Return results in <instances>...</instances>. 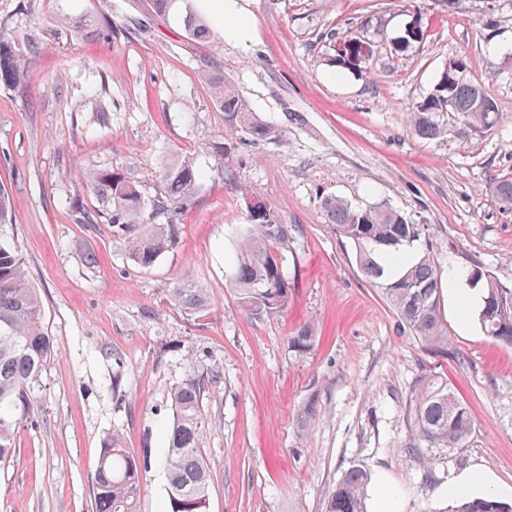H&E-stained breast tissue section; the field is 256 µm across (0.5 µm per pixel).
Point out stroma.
<instances>
[{"instance_id":"35a3bbf8","label":"stroma","mask_w":512,"mask_h":512,"mask_svg":"<svg viewBox=\"0 0 512 512\" xmlns=\"http://www.w3.org/2000/svg\"><path fill=\"white\" fill-rule=\"evenodd\" d=\"M249 40H191L152 0H0V27L25 35L17 13L51 26L56 10L111 15V42L59 39L29 64L22 88L0 89V185L6 231L38 289L54 355L33 416L0 466V512H92L106 439L144 456L139 512H171L162 450L170 391L189 366L216 370L204 401L208 512H325L351 468L385 479L401 512H448L445 488L471 468L512 505V346L441 313L448 349H429L362 274L356 251L322 202H380L424 225L442 279L472 267L512 287V207L493 191L512 179V0H238ZM417 30L402 52L397 38ZM369 43L360 68L336 66L341 40ZM463 57L496 101L487 133L416 136L413 102ZM222 73L275 140L226 136L203 69ZM223 144V155L214 145ZM195 157L205 176L175 222V247L143 269L105 219L88 170L123 171L145 195L165 161ZM269 204L292 238L282 253L290 300L253 319L228 281L248 222L242 189ZM192 281L211 305L187 315L172 288ZM315 327L307 353L291 346ZM447 380L473 418L465 445L417 443L408 416L420 379Z\"/></svg>"}]
</instances>
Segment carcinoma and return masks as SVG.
Instances as JSON below:
<instances>
[{"label":"carcinoma","mask_w":512,"mask_h":512,"mask_svg":"<svg viewBox=\"0 0 512 512\" xmlns=\"http://www.w3.org/2000/svg\"><path fill=\"white\" fill-rule=\"evenodd\" d=\"M163 14L174 13L193 40L210 41L215 32L197 13L193 0H153ZM56 30L70 39L95 36L112 40V17H73L60 13ZM31 28L22 41L0 33V88L22 83L29 60L46 48L37 34L41 23L31 17ZM361 55L353 38L341 42L337 63L349 66ZM211 98L224 112L229 135L243 131L255 139H276L279 132L259 122L237 91L224 82V74L204 71ZM458 118L457 132L465 137L487 133L497 123L498 108L480 83L470 76L466 59L448 63L433 90L414 103L408 112L414 133L424 139L447 135L443 113ZM204 172L194 159L184 157L155 172L163 194L149 200L139 181L115 170H100L87 176L85 185L100 200L113 235L125 244L129 258L138 266H152L171 249L177 238L174 224H146L147 210L172 212L188 205ZM328 222L336 234L350 241L363 275L377 287L401 321L428 347L448 348V327L440 311L437 268L425 249L413 262L402 263V253L421 243L422 224H413L387 204L355 207L341 198L323 201ZM249 224L242 239L229 286L245 314L274 317L289 301L280 251L288 248L291 228L270 206L259 200L248 209ZM470 280L482 284L478 321L484 334L512 346V288L472 269ZM172 301L188 315L207 311L210 299L204 289L190 281L172 289ZM314 328L305 325L292 338V346L307 351L314 343ZM53 353V340L44 329L41 298L28 280L25 261L14 243L0 236V462L11 458L15 428L34 413L35 391ZM210 374L192 365L170 393L172 423L164 462L171 512H208L210 472L202 454L207 435L204 399ZM410 415L418 441L430 448H458L472 432L468 407L448 384L426 377L410 396ZM145 458L123 446L119 436L108 438L94 474L95 512H139ZM369 475L362 468L349 470L329 495L325 512H365ZM452 512H512L491 496L460 501Z\"/></svg>","instance_id":"carcinoma-1"}]
</instances>
